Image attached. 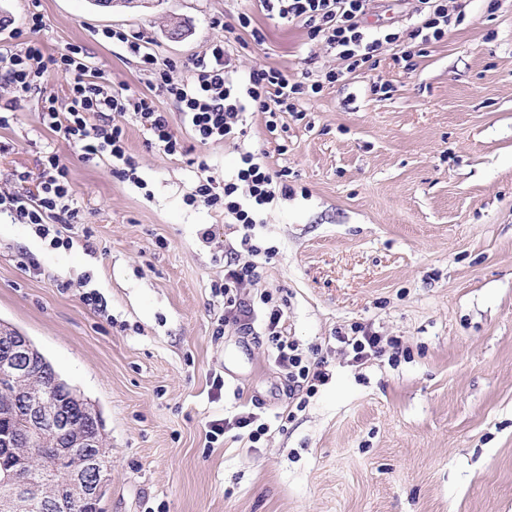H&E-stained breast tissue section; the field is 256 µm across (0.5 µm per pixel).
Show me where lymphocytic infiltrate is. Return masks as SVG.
Here are the masks:
<instances>
[{"label": "lymphocytic infiltrate", "instance_id": "obj_1", "mask_svg": "<svg viewBox=\"0 0 512 512\" xmlns=\"http://www.w3.org/2000/svg\"><path fill=\"white\" fill-rule=\"evenodd\" d=\"M371 0H261L268 15L300 23L309 39L321 40L333 49L346 65L347 73L375 69L383 47H394V62L410 61L414 49H426L440 43L448 35L451 24H462L463 6L449 8L446 0H415L413 21L405 31L392 26L368 31L365 20ZM40 0H29L24 27L13 29L10 43L0 45V87L11 95L0 106V129L10 128L18 120L23 101L41 99L42 124L78 152L82 162L103 163L117 178L139 183L137 164L127 146L125 120L140 124L150 135L151 146L173 157H186L196 146L231 141L239 147V164L224 180L209 175L206 162H199L200 174L185 196L192 207L219 208L232 226L238 228L241 247L249 261L233 259L224 263V278L212 282L213 296L222 298L224 314L219 326L236 324L241 330L261 328L276 354L278 364L288 378L289 396L315 394L329 380L325 358L307 359L285 327V303L272 292L252 297L243 288L258 280L260 273L254 261L262 249L255 244L253 230L277 197L287 196V170H274L264 151L249 145V114H267L268 132H276L281 113L299 112L305 100L314 97L324 82H336L338 74L330 72L324 82L290 81L277 68L251 71L237 77L231 65V54L224 41L218 40L186 63L191 76L173 78L175 62H159L151 52L148 40L123 28H106L104 40L121 43L135 58L147 77L143 93L123 95L113 92L112 82L103 72L91 68L79 45H68L58 54L45 53L34 35L43 28ZM65 75L68 94L58 101L45 88L50 71ZM170 101L171 110L157 105L156 96ZM181 122L184 134H176L174 122ZM15 224L32 225L51 248L71 249L73 233L84 227L85 217L74 198L69 169L52 150L39 159L36 193L16 190L0 191V215ZM343 344L355 363L394 351L398 343L384 339L366 327H351L343 336Z\"/></svg>", "mask_w": 512, "mask_h": 512}]
</instances>
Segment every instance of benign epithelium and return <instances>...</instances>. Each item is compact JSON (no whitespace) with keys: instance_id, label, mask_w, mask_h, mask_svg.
I'll use <instances>...</instances> for the list:
<instances>
[{"instance_id":"obj_1","label":"benign epithelium","mask_w":512,"mask_h":512,"mask_svg":"<svg viewBox=\"0 0 512 512\" xmlns=\"http://www.w3.org/2000/svg\"><path fill=\"white\" fill-rule=\"evenodd\" d=\"M34 354L28 338L21 333L0 334V373L21 382L29 376L31 359ZM67 400L55 398L50 401L24 396L14 404L11 414L20 424V430L0 438V454H15V449L27 447L28 432L48 428L62 444L46 449L42 456L45 468L67 472L68 486L81 492L86 502H96L104 492L109 480L102 466L105 455L100 448L97 431H81L73 423L70 412L65 407ZM83 449L81 466L71 468L68 462L71 449ZM0 485L8 489V497L0 500V512H10L12 500L25 490V480L21 476V466L3 470Z\"/></svg>"}]
</instances>
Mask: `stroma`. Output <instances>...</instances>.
<instances>
[{"label": "stroma", "instance_id": "stroma-1", "mask_svg": "<svg viewBox=\"0 0 512 512\" xmlns=\"http://www.w3.org/2000/svg\"><path fill=\"white\" fill-rule=\"evenodd\" d=\"M40 11L47 52L83 46L119 92L145 91L146 78L100 38L108 27L143 34L179 80L217 40L242 76L274 67L320 79L342 67L259 0L115 12L41 0ZM241 12L262 42L228 31ZM174 21L187 29L179 42L166 35ZM392 54L324 85L302 117L282 115L285 135L252 119L251 146L287 169L294 193L256 229L275 253L259 258L249 291L287 298L289 335L330 370L287 422L288 380L264 338L217 326L224 307L210 286L224 265L213 256L237 236L222 211L185 204L197 167L146 147L128 123L138 188L82 162L42 125L34 97L0 129V188L37 173L51 147L92 230L54 250L0 218V324L100 411L112 455L102 512H512V0H467L465 21L412 68ZM377 81L389 96L374 94ZM92 289L106 312L82 302ZM354 323L398 338L397 358L353 365L336 334ZM248 401L269 433L254 446L229 434L209 444V422Z\"/></svg>", "mask_w": 512, "mask_h": 512}]
</instances>
